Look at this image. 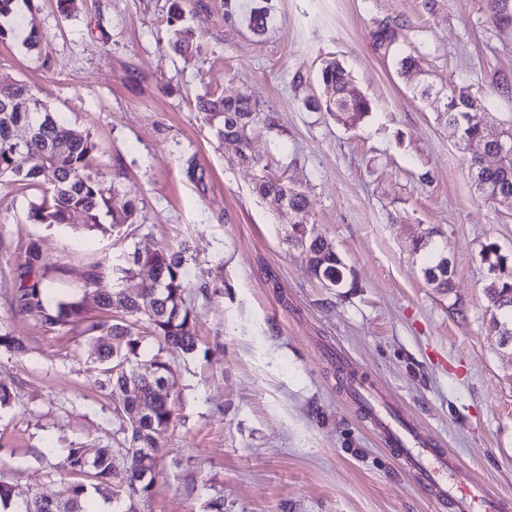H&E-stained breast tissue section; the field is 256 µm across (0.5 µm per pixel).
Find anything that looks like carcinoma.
<instances>
[{
    "label": "carcinoma",
    "mask_w": 512,
    "mask_h": 512,
    "mask_svg": "<svg viewBox=\"0 0 512 512\" xmlns=\"http://www.w3.org/2000/svg\"><path fill=\"white\" fill-rule=\"evenodd\" d=\"M493 20L503 26L512 24V8L507 0H490ZM225 16L242 18L250 31L264 34L272 27L274 17L267 6L255 7V0L239 3L225 0ZM398 25L380 24L375 31L381 46L390 48L396 41ZM322 83L333 90L325 101H316L312 108L336 117L345 126H355L371 111L366 96L352 92L349 71L336 61H328L320 70ZM478 100L467 87L451 90L444 115L456 117L463 126L465 139L481 142L487 115L469 112L465 102ZM199 109L220 139L238 145L239 158L258 163L249 154L250 134L256 102L247 92L234 98L204 99ZM27 135L26 148L31 156L30 167L14 171V141L18 131ZM97 144L91 137L72 127L59 113L51 110L25 84L0 77V181L10 180L41 190V200L31 204L27 219L32 224L67 225L80 215L90 229L104 228L103 217L111 218L112 228L132 224L137 204L120 195L118 187L107 183L92 170L91 160ZM482 169L483 179L493 186L499 184L512 191V153L500 165L483 168L476 157L470 158V169ZM253 191L262 199L286 200L291 216L288 234L283 238L289 248H300L309 256L312 276L328 288L347 282L345 267L331 241L313 231L308 218L305 195L288 183L260 171ZM436 228L414 240V252H426L422 274L435 270L442 263ZM481 258L487 265L489 281L486 293L492 307L490 327L495 332L512 331V258L501 253L494 243L485 245ZM41 254L36 243L27 250L24 265L32 283L20 285L18 301L22 312L44 326L63 329L84 325L83 334L91 341L107 336L111 344L97 350L103 379L100 386L117 403L115 420L124 434L116 448H101L90 463L83 449H67L59 468L63 493L61 497L36 496L21 503L14 499L13 486L0 479V508L14 506L13 512H93L89 497L97 496L112 505V512H138L136 504L151 492L156 476L157 452L161 440L177 417L176 400L159 394L160 382L169 378L170 365L163 353L169 347L185 351L196 348L195 315L187 302L189 281L186 278L185 251L168 247L149 251L134 250L117 268L118 280L134 278L145 267L152 271L151 281L128 293L123 288H110L96 295V306L104 316L87 319L85 295L76 289L65 297L45 282L41 273ZM147 343L157 351L144 360L140 349ZM131 450L138 466L131 473L117 475L112 467L114 450Z\"/></svg>",
    "instance_id": "cac0c4a2"
}]
</instances>
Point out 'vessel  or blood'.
I'll return each mask as SVG.
<instances>
[{
	"instance_id": "1",
	"label": "vessel or blood",
	"mask_w": 512,
	"mask_h": 512,
	"mask_svg": "<svg viewBox=\"0 0 512 512\" xmlns=\"http://www.w3.org/2000/svg\"><path fill=\"white\" fill-rule=\"evenodd\" d=\"M353 387L373 427L387 431L401 465L425 489L447 499L453 512H505V500L485 484L471 477L452 476L446 461L423 448L419 435L410 425L388 423L365 379H355Z\"/></svg>"
}]
</instances>
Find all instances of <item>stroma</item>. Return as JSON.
Segmentation results:
<instances>
[{"mask_svg": "<svg viewBox=\"0 0 512 512\" xmlns=\"http://www.w3.org/2000/svg\"><path fill=\"white\" fill-rule=\"evenodd\" d=\"M490 0H272L264 35L225 16L224 0H17L18 24L0 40V75L30 85L98 145L93 169L138 206L118 231L33 224L39 190L0 182V477L16 500L55 495L67 448H108L114 404L97 384L80 329L41 327L20 311L26 249L37 243L45 280L65 293L134 249L187 245L197 348L171 349L178 418L157 453L140 512H445L397 464L349 392L351 370L388 393L402 418L496 493L512 498V351L490 328L484 245L512 254V204L474 189L467 151L440 123L439 87L494 90L485 134L512 126V27ZM396 22L392 48L380 22ZM190 30L181 53L174 28ZM38 33L41 44L24 41ZM420 73L402 75L399 57ZM340 62L371 103L348 129L310 109L328 91L319 73ZM248 92L257 103L251 152L205 123L197 102ZM306 196L354 285L328 288L288 222L253 192L259 165ZM441 232L454 264L443 294L421 273L414 239ZM344 355L348 366L336 365Z\"/></svg>", "mask_w": 512, "mask_h": 512, "instance_id": "1", "label": "stroma"}]
</instances>
